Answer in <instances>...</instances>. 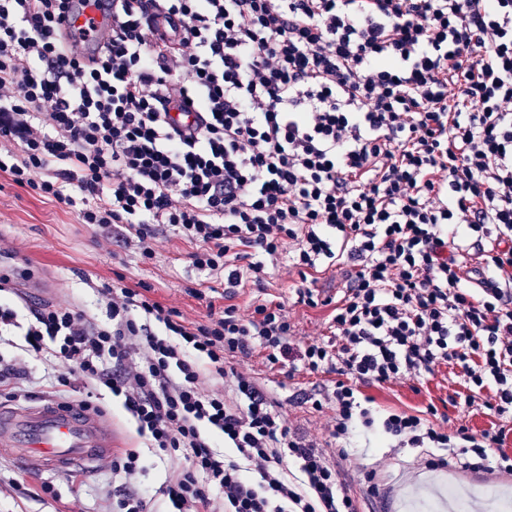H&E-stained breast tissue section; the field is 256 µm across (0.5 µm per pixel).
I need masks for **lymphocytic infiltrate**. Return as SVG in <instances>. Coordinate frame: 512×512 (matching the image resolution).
<instances>
[{"label": "lymphocytic infiltrate", "instance_id": "1", "mask_svg": "<svg viewBox=\"0 0 512 512\" xmlns=\"http://www.w3.org/2000/svg\"><path fill=\"white\" fill-rule=\"evenodd\" d=\"M82 2L0 0V172L79 223L123 228L143 258L158 237L186 242L196 269L223 275L224 305L194 323L115 284L107 325L32 308L0 388L50 358L62 405L91 386L122 398L175 462L173 512H359L247 369L258 349L272 368L335 374L307 400L333 405L339 458L381 424L384 462L355 465L368 497H385L403 448L427 472L511 476L504 429L448 433L433 406L379 415L361 387L452 362L465 404L512 423V0H104L112 22L93 39L62 29ZM270 267L296 304L329 308L327 341L298 340L281 302L241 314L236 296ZM103 465L118 512H145L139 449Z\"/></svg>", "mask_w": 512, "mask_h": 512}]
</instances>
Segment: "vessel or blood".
<instances>
[{"instance_id":"vessel-or-blood-1","label":"vessel or blood","mask_w":512,"mask_h":512,"mask_svg":"<svg viewBox=\"0 0 512 512\" xmlns=\"http://www.w3.org/2000/svg\"><path fill=\"white\" fill-rule=\"evenodd\" d=\"M0 447L16 448L31 472L86 469L112 450V437L96 416L53 405L0 407Z\"/></svg>"}]
</instances>
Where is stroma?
Returning a JSON list of instances; mask_svg holds the SVG:
<instances>
[{
  "mask_svg": "<svg viewBox=\"0 0 512 512\" xmlns=\"http://www.w3.org/2000/svg\"><path fill=\"white\" fill-rule=\"evenodd\" d=\"M107 235V229L79 223L64 205L40 198L0 173V246L9 250L8 255L0 257V276L7 279L5 288L0 290V302L16 309L20 325L29 320L30 306L44 303L73 304L94 322L104 324L108 317L100 290L120 278L132 288L141 283L150 285L154 298L177 307L187 320H204L206 306L190 291L208 290L214 281L192 266L187 244L176 238L159 239L153 245V259L145 261L135 248L110 242ZM260 295L287 301V311L301 341L315 342L326 335V310L291 304L289 285L277 272L268 275L264 293L248 288L238 294L236 302L244 308ZM252 362L259 365L261 383L278 401L284 424L291 431L328 441L323 425L331 416V409L315 411L301 404L300 396L330 384L331 375L299 373L290 378L262 367L260 355H253ZM363 392L376 406L388 410L423 411L435 406L439 415L446 417L451 431L462 424L477 436L498 423L493 411L482 403L467 409L459 404L458 398L465 395L466 388L459 367L452 363L440 364L419 381L371 384L364 386ZM96 403L113 415L118 447L141 449L144 470L138 479V490L147 512H169L170 504L161 491L171 471L168 459L142 446L119 398L101 390ZM114 484L111 473L98 468L81 472L76 483L61 473H28L21 468L15 449L0 450V512H70L76 497L83 501L86 512H112ZM455 488L512 497V485L507 483L456 474L433 479L426 473L414 474L411 485L399 486L387 507L368 500L360 484H353L352 493L360 512H412L417 497H444Z\"/></svg>",
  "mask_w": 512,
  "mask_h": 512,
  "instance_id": "1",
  "label": "stroma"
}]
</instances>
